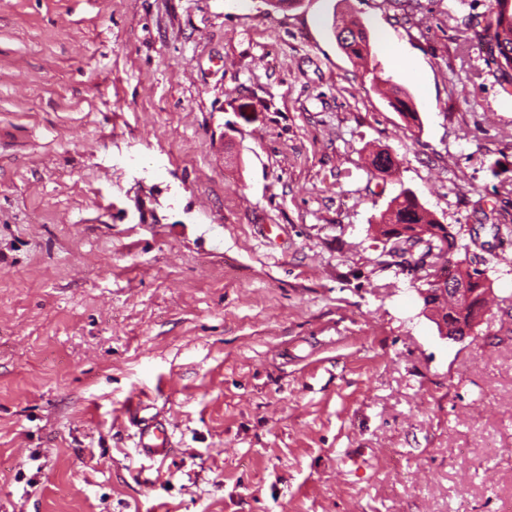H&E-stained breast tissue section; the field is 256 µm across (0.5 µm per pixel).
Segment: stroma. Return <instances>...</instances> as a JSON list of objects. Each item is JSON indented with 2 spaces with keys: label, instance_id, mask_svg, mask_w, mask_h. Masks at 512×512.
<instances>
[{
  "label": "stroma",
  "instance_id": "1",
  "mask_svg": "<svg viewBox=\"0 0 512 512\" xmlns=\"http://www.w3.org/2000/svg\"><path fill=\"white\" fill-rule=\"evenodd\" d=\"M486 10L0 0V512H503L512 89L458 49ZM404 188L491 286L464 341L374 233ZM335 33L340 30L346 33V36L340 40L336 35V39L340 48L348 55V57L356 60H365L371 55L369 36L365 27L354 20H334ZM376 79L385 84H390L389 88V105L394 111L399 112L408 122V124H416L419 122V115L411 95L407 89L397 83H391V79L383 80L376 76ZM140 404L136 400H132L128 407L127 413L131 420L139 422L136 448L150 459H160L164 461L171 453L173 444L166 427L158 422H145L139 416Z\"/></svg>",
  "mask_w": 512,
  "mask_h": 512
}]
</instances>
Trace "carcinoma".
<instances>
[{"label":"carcinoma","instance_id":"obj_1","mask_svg":"<svg viewBox=\"0 0 512 512\" xmlns=\"http://www.w3.org/2000/svg\"><path fill=\"white\" fill-rule=\"evenodd\" d=\"M334 29L345 34L338 45L348 57L365 60L371 55L369 36L362 24L344 18L336 19ZM462 37L464 42L480 46L486 61L495 64L512 80V0H488L485 23L468 21ZM384 83L390 85L389 105L394 111L400 113L408 123H418V111L407 89L389 78ZM371 165L377 173L384 174L396 166V161L390 154L379 152L373 156ZM377 227L378 233L388 241L419 244L418 251L422 254L431 252L434 242L447 246L450 256L457 250V242L448 232V225L440 223L428 212L410 190L401 191L390 201ZM433 274L454 283L462 282L480 294L487 293L484 272L464 265L462 260L450 261L435 268ZM486 304V299L477 296L469 303L448 297V317L452 320L454 331L462 332L471 328L473 322L481 320Z\"/></svg>","mask_w":512,"mask_h":512}]
</instances>
